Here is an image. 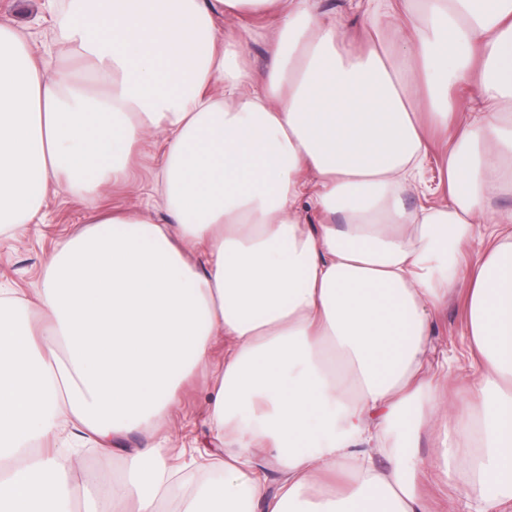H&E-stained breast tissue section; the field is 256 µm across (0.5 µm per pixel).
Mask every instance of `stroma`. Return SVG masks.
I'll return each mask as SVG.
<instances>
[{
	"mask_svg": "<svg viewBox=\"0 0 512 512\" xmlns=\"http://www.w3.org/2000/svg\"><path fill=\"white\" fill-rule=\"evenodd\" d=\"M12 19L27 36L30 46L44 50L49 46L56 25L62 20L60 8H48L47 0H0V18ZM158 168L153 142L141 144L134 157L132 180L127 185H111L101 191L99 206L114 210L134 209L145 204L153 193V174ZM90 211L85 202L61 195L48 203L42 223L28 225L20 232L0 233V287L11 289L21 299L33 300L51 253L67 238L86 227ZM465 320L463 294L450 297L434 322L432 335L436 356L453 359L448 368V399L454 406L465 409L478 401L474 382L478 367L463 358L461 329ZM213 386L207 373L190 375L175 393L176 405L166 422L165 430L172 442L185 453L203 448L223 447L209 426L208 408ZM149 434L138 432L121 442V450L106 454L92 450L84 454L80 468L75 469L72 482L82 487L83 473L99 474L102 483L123 472V451L151 444Z\"/></svg>",
	"mask_w": 512,
	"mask_h": 512,
	"instance_id": "35a3bbf8",
	"label": "stroma"
}]
</instances>
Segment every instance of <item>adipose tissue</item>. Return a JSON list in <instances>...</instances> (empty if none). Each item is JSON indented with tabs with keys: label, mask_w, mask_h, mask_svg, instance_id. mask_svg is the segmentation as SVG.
I'll return each mask as SVG.
<instances>
[{
	"label": "adipose tissue",
	"mask_w": 512,
	"mask_h": 512,
	"mask_svg": "<svg viewBox=\"0 0 512 512\" xmlns=\"http://www.w3.org/2000/svg\"><path fill=\"white\" fill-rule=\"evenodd\" d=\"M67 13L57 41L100 95L0 21V227L41 219L57 192L95 210L153 136L165 219L95 210L34 304L0 296V512H75V460L41 442L68 424L111 452L159 429L201 367L221 479L177 485L181 452L139 448L110 512H431L427 478L464 486L470 512H505L512 210L489 201L512 193V0L365 9L371 26L393 22L384 49L346 46L316 0H69ZM267 14L260 78L247 46ZM220 16L236 27L221 32ZM457 85L480 111L453 110ZM430 126L450 133L445 200L411 210ZM306 198L324 223L303 224ZM479 234L486 255L464 283L481 401L458 416L437 395L432 324Z\"/></svg>",
	"instance_id": "ef3b65f1"
}]
</instances>
